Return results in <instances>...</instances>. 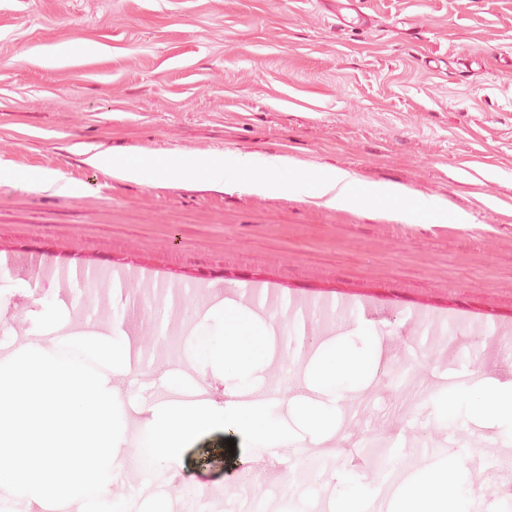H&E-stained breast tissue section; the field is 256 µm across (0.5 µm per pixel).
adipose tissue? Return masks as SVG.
I'll use <instances>...</instances> for the list:
<instances>
[{
    "mask_svg": "<svg viewBox=\"0 0 512 512\" xmlns=\"http://www.w3.org/2000/svg\"><path fill=\"white\" fill-rule=\"evenodd\" d=\"M113 176L129 180L171 178L226 180L244 184L264 195L295 193L309 186L328 207L355 208L366 204L386 205L396 210L410 207V198L399 186L363 184L340 169L308 170L293 159L276 157L255 160L248 156L165 155L141 157L115 155L106 161ZM223 327L203 328L205 356L225 378L236 380L238 392L249 389V367L262 358L275 330L239 304L225 305L219 313ZM446 411L463 409L490 419L500 430H512V380L497 381L480 388L449 394ZM470 497L461 462L448 461L436 473L420 472L401 492L396 512H469Z\"/></svg>",
    "mask_w": 512,
    "mask_h": 512,
    "instance_id": "obj_1",
    "label": "adipose tissue"
}]
</instances>
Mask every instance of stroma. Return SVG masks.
Returning <instances> with one entry per match:
<instances>
[{"label":"stroma","mask_w":512,"mask_h":512,"mask_svg":"<svg viewBox=\"0 0 512 512\" xmlns=\"http://www.w3.org/2000/svg\"><path fill=\"white\" fill-rule=\"evenodd\" d=\"M362 3L370 25L340 28L316 0H0V167L57 179L48 191L0 180V257L16 260L0 267V350L26 346L39 300L56 302L72 331L104 339L121 325L137 357L114 380L187 369L220 406L235 382L203 363L215 308L235 302L274 324L258 387L273 370L305 383L320 349L364 318L383 357L337 411L334 473L281 485L265 512L289 499L336 512V475L350 469L370 490L365 512H391L364 452L374 438L395 447L398 486L451 448L497 457L498 471L466 476L483 512H503L512 435L445 402L449 382L512 379V0ZM115 152L285 156L468 219L329 208L307 188L128 181L87 162ZM230 438L196 439L170 469L174 488L136 497L137 512L202 490L245 512V486L268 480L259 461L290 448ZM206 453L222 464L199 466Z\"/></svg>","instance_id":"stroma-1"}]
</instances>
